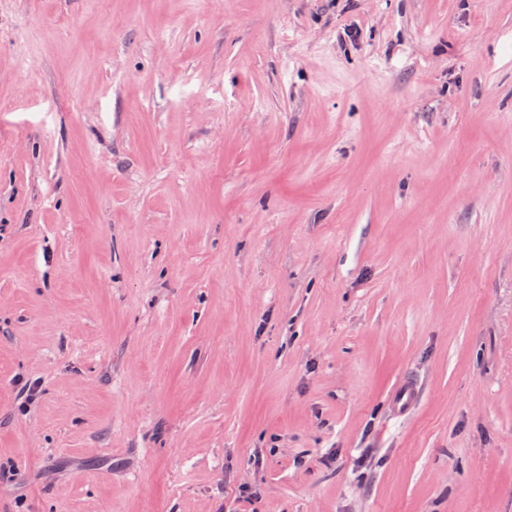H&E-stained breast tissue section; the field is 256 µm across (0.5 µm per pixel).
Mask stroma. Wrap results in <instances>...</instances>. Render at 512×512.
<instances>
[{
	"mask_svg": "<svg viewBox=\"0 0 512 512\" xmlns=\"http://www.w3.org/2000/svg\"><path fill=\"white\" fill-rule=\"evenodd\" d=\"M0 472L512 512V0H0Z\"/></svg>",
	"mask_w": 512,
	"mask_h": 512,
	"instance_id": "35a3bbf8",
	"label": "stroma"
}]
</instances>
